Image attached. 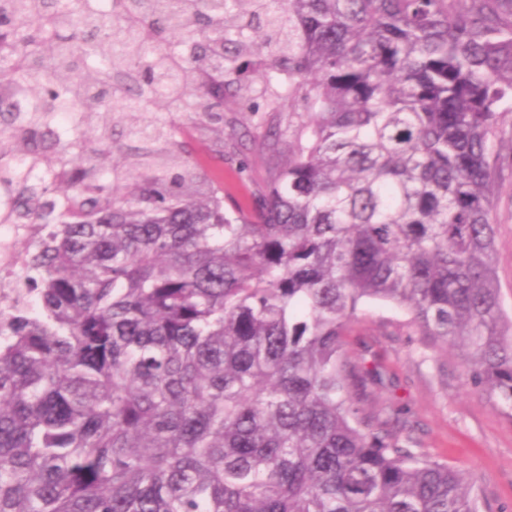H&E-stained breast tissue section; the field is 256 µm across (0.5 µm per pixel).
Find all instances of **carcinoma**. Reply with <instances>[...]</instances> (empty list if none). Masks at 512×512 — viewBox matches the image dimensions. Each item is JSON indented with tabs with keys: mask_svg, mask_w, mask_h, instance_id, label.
<instances>
[{
	"mask_svg": "<svg viewBox=\"0 0 512 512\" xmlns=\"http://www.w3.org/2000/svg\"><path fill=\"white\" fill-rule=\"evenodd\" d=\"M261 47L288 141L226 207L176 135L260 111ZM64 107L150 148L107 177ZM509 115L512 0H0V223L36 228L0 302V512H480L404 408L358 405L382 378L343 336L399 307L512 408ZM497 242L495 265L503 306L512 313V168H506L496 188Z\"/></svg>",
	"mask_w": 512,
	"mask_h": 512,
	"instance_id": "obj_1",
	"label": "carcinoma"
}]
</instances>
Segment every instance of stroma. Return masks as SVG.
Wrapping results in <instances>:
<instances>
[{"label":"stroma","instance_id":"obj_1","mask_svg":"<svg viewBox=\"0 0 512 512\" xmlns=\"http://www.w3.org/2000/svg\"><path fill=\"white\" fill-rule=\"evenodd\" d=\"M224 122L244 133L242 149L222 143L215 125L192 130L185 148L197 172L223 178L224 190L249 203L269 177L262 148L272 115L245 114L239 97H227ZM495 265L503 306L512 313V168L496 188ZM349 356L384 375L383 386L364 400L365 410L404 404L419 453L466 471L481 499V512H512V408L466 386L457 350L433 343L403 311L379 303L362 306L345 337Z\"/></svg>","mask_w":512,"mask_h":512}]
</instances>
